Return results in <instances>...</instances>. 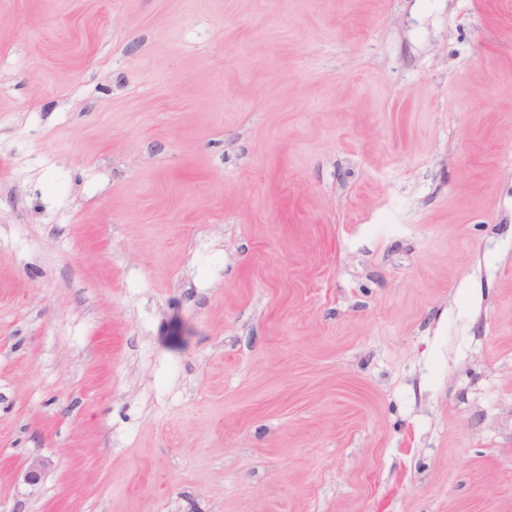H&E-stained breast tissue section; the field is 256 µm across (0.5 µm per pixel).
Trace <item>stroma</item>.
I'll list each match as a JSON object with an SVG mask.
<instances>
[{
    "instance_id": "1",
    "label": "stroma",
    "mask_w": 512,
    "mask_h": 512,
    "mask_svg": "<svg viewBox=\"0 0 512 512\" xmlns=\"http://www.w3.org/2000/svg\"><path fill=\"white\" fill-rule=\"evenodd\" d=\"M0 512H512V0H0Z\"/></svg>"
}]
</instances>
